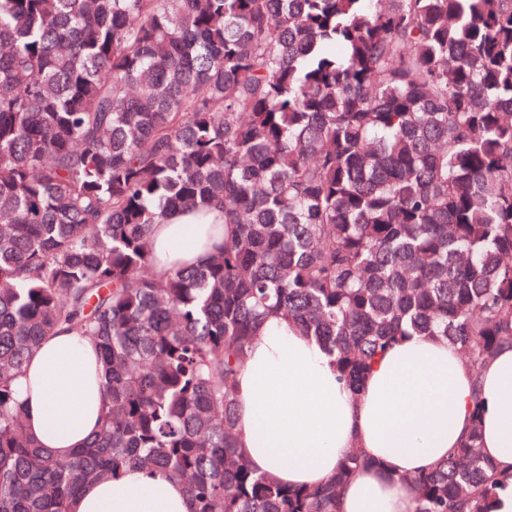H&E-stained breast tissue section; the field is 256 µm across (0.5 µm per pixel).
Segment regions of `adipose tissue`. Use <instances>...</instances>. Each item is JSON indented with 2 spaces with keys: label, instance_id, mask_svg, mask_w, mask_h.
<instances>
[{
  "label": "adipose tissue",
  "instance_id": "adipose-tissue-1",
  "mask_svg": "<svg viewBox=\"0 0 512 512\" xmlns=\"http://www.w3.org/2000/svg\"><path fill=\"white\" fill-rule=\"evenodd\" d=\"M224 227L172 212L152 241L158 272L177 257L197 263L221 244ZM103 374L89 337L61 331L29 356L18 400L31 436L59 457L99 429ZM479 396L482 451L512 470V349L503 348L480 376L442 338L407 336L367 375L358 393L339 381L332 358L286 318L271 317L237 375V421L251 468L289 485L318 486L346 453L363 449L376 467L343 488L339 512H415L418 492L406 478L434 468L470 426ZM71 512H191L183 483L131 468L121 479L86 486Z\"/></svg>",
  "mask_w": 512,
  "mask_h": 512
}]
</instances>
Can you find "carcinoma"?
<instances>
[{"instance_id": "carcinoma-1", "label": "carcinoma", "mask_w": 512, "mask_h": 512, "mask_svg": "<svg viewBox=\"0 0 512 512\" xmlns=\"http://www.w3.org/2000/svg\"><path fill=\"white\" fill-rule=\"evenodd\" d=\"M217 210L224 243L156 274L154 225ZM283 316L356 392L404 336L474 376L512 347V0H0V512H68L128 468L193 512H339L255 473L236 376ZM93 339L101 425L58 458L17 381ZM415 512H493L480 400Z\"/></svg>"}]
</instances>
